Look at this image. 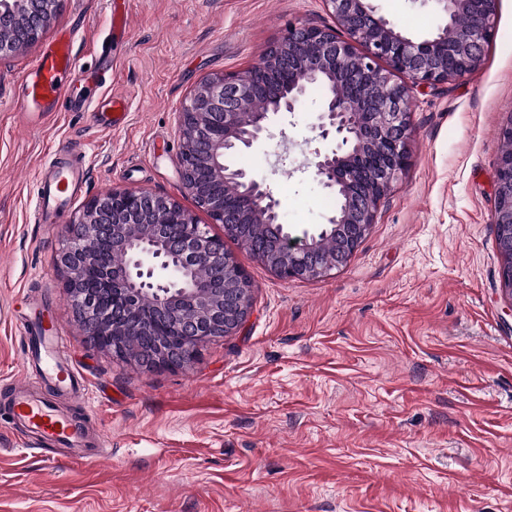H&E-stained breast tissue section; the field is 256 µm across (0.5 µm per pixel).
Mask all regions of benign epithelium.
Returning <instances> with one entry per match:
<instances>
[{"mask_svg":"<svg viewBox=\"0 0 512 512\" xmlns=\"http://www.w3.org/2000/svg\"><path fill=\"white\" fill-rule=\"evenodd\" d=\"M60 2L0 0V56L36 42ZM323 2L334 25L288 27L258 63L202 80L179 112L183 189L243 244L255 227L273 228L255 257L284 280L320 278L347 264L409 164L413 91L480 69L498 4L432 0L437 29L419 39L370 0ZM317 80L325 93L313 126L338 143L315 152L314 175L342 198L327 218L334 245L326 252L315 234L291 236L265 180L225 163L227 154L272 137L270 116L295 112ZM499 139L491 223L512 224V121ZM64 237L57 265L68 302L89 342L115 358L148 371L183 368L248 317L245 270L170 196L114 189L86 204ZM134 333L152 338L148 351L130 346Z\"/></svg>","mask_w":512,"mask_h":512,"instance_id":"benign-epithelium-1","label":"benign epithelium"}]
</instances>
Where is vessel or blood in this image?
I'll return each mask as SVG.
<instances>
[{"mask_svg": "<svg viewBox=\"0 0 512 512\" xmlns=\"http://www.w3.org/2000/svg\"><path fill=\"white\" fill-rule=\"evenodd\" d=\"M75 69L73 36L65 32L44 48L29 73L20 95L24 111H54ZM85 183V173L77 164L49 166L37 192L42 222L52 223L59 210L81 191ZM26 342L27 353L37 360L39 374L45 381L70 392L82 390L76 369L56 358V336L40 333L33 327L27 332ZM7 411L13 423L27 428L36 438L79 449L83 458L89 461H99L106 456L104 448L88 446L80 421L59 413L50 396L29 392L25 382L17 383Z\"/></svg>", "mask_w": 512, "mask_h": 512, "instance_id": "vessel-or-blood-1", "label": "vessel or blood"}]
</instances>
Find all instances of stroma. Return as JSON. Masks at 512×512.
I'll use <instances>...</instances> for the list:
<instances>
[{"mask_svg": "<svg viewBox=\"0 0 512 512\" xmlns=\"http://www.w3.org/2000/svg\"><path fill=\"white\" fill-rule=\"evenodd\" d=\"M374 4L408 33L436 25L425 0ZM291 23L334 20L323 0H63L40 42L0 57V512H512V297L491 222L498 133L512 120V0H498L479 73L415 90L410 162L345 266L285 281L225 238L251 283L248 317L175 370L114 360L69 306L62 230L112 189L171 195L223 236L181 187L178 112L202 79L257 63ZM61 30L74 37L73 94L123 98L122 125L20 112V86ZM104 53L111 76L87 84ZM319 103L307 96L274 120L285 137L233 158L266 179L295 237L330 214L298 169L327 146ZM61 146L83 158L87 183L40 224L36 182ZM26 315L56 322L88 387L87 401L58 406L101 437L108 462H49L9 420Z\"/></svg>", "mask_w": 512, "mask_h": 512, "instance_id": "stroma-1", "label": "stroma"}]
</instances>
